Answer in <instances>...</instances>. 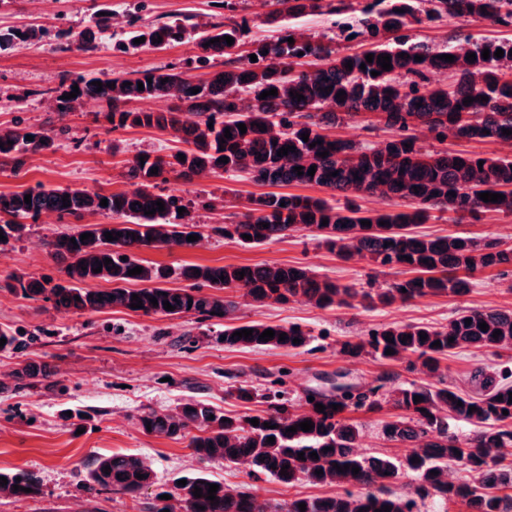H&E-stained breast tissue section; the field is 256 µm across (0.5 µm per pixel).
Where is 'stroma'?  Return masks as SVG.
<instances>
[{
    "label": "stroma",
    "instance_id": "1",
    "mask_svg": "<svg viewBox=\"0 0 512 512\" xmlns=\"http://www.w3.org/2000/svg\"><path fill=\"white\" fill-rule=\"evenodd\" d=\"M129 0H0V26H32L42 35L35 44H20L0 53V128L50 131L71 129L53 148L28 155L20 170L0 167V194H11L42 184L69 186L84 192L110 193L127 187L124 172L143 151L167 155L181 149L169 133L144 127L113 128L106 119V105L89 102L82 109L58 115L52 91L78 75L111 79L135 78L145 70L170 67L191 80H204L224 67L222 56L207 64L196 60L192 33L163 50L132 47V29L192 18L196 23L224 19L247 20L250 43L239 55H248L251 43L268 37L260 18L269 7L265 0H147L141 20L131 22ZM111 12L116 20L112 36L96 49L72 42L61 49L58 32L84 30L99 12ZM502 38L512 30L488 21L451 19L423 22L412 31L415 40L439 42L443 35ZM159 190L180 196L187 207V221L223 224L225 216L242 207L249 197L265 193V185L243 176L212 175L191 182L168 175ZM208 200L213 210L203 211ZM83 220L41 215L30 222L27 235L0 246V329L21 331L20 350L0 351V469H24L38 473L41 493L35 498L0 496V512H151L153 490L138 501L109 490L87 491L85 478L93 459L113 453H134L155 471L159 483L173 486L175 478L197 471L253 494L270 508L295 496L331 494L328 486L301 480L288 487L266 476H251L247 466L221 461L199 462L186 441L148 434L138 422L147 408L170 410L194 399L243 419L265 407L262 395L269 385L284 391L292 409L306 407V396L330 391L339 381L363 389L382 386L384 393L416 380L407 369L408 357L383 360L370 354H345L344 342L367 339L371 330L389 323H423L434 327L469 308L512 310V271L475 273L469 292L462 296H435L390 305L356 299L353 306L319 309L295 301L262 306L245 299L242 291L227 292L237 301L236 310L218 320L187 315L170 318L124 309L99 312L56 309L44 299L23 298L7 288L10 276L24 278L63 272L51 256L49 242L62 233L82 229ZM418 235H463L478 240L512 241V215L486 213L479 218L454 221L430 218L414 225ZM149 264L173 268L277 263L303 265L321 279L357 290L386 288L406 278L398 268H387L367 259L344 261L331 252L314 232L291 231L262 244L247 245L220 236L205 238L186 250L175 246L137 250ZM256 320L298 324L313 336L302 349H241L225 346V328ZM28 361L46 365L58 388L22 386L18 369ZM507 358H497L476 348L449 353L441 369L449 385L459 392L479 393L476 371L497 375ZM252 389L253 399L238 398L237 387ZM394 412L391 404L349 414L360 430L359 450L365 455L403 457L405 449L386 442L381 423Z\"/></svg>",
    "mask_w": 512,
    "mask_h": 512
}]
</instances>
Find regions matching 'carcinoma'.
<instances>
[{"label": "carcinoma", "instance_id": "carcinoma-1", "mask_svg": "<svg viewBox=\"0 0 512 512\" xmlns=\"http://www.w3.org/2000/svg\"><path fill=\"white\" fill-rule=\"evenodd\" d=\"M364 5L353 6L339 0H272L275 9L268 12L266 24H278L279 33L273 38L253 42L252 53L257 56L241 58L235 50L248 32L246 23L232 19L210 24L197 37L198 62L206 64L215 54L225 57L224 69L204 81L195 82L180 73L162 68L148 69L125 85L122 78L102 81V91L92 80L77 76L69 84L56 89L55 111L64 116L89 101L107 105L112 128L140 125L170 131L187 145L179 153L167 156L143 153L145 159H135L124 177L130 189L108 194L90 195L69 187L47 188L38 185L22 192L0 195V231L6 240L21 239L27 230L26 220L43 213L63 218H81L86 214H101L121 218L119 224H86L76 233H63L49 242L56 262L63 266L66 279L54 281L51 277L24 280L15 279L10 289L27 299L39 297L54 303L55 307L77 312H98L109 307L131 309L132 295H138L143 308L134 309L149 315L182 317L195 315L203 320L213 319L211 312L228 315L235 302L223 299L215 292L242 288L244 296L260 304H287L304 300L317 308L353 306L357 297L377 299L387 305L395 300L415 301L433 296L464 295L468 293L470 276L478 271L497 267H512V245L493 239L483 243L460 235L444 237L417 236L407 232L413 224H424L431 211L451 212L459 218L479 213L512 214V156L488 158L478 153L427 150L419 145L414 129L422 125L443 144L452 136L467 141L498 143L512 150V38H465L459 46L448 39L442 46L415 41L409 31L416 24L437 21L443 17H464L487 20L501 27L512 28V0H363ZM486 11H481V8ZM336 15V28L346 37L354 36L366 42V47L353 53H341L335 47L315 42L285 19L309 14H322L324 9ZM112 29V14L94 16L92 25L78 33V41L86 48L96 47V40ZM185 26L179 22L151 26L137 34L145 38L144 45L155 50L166 48L180 40ZM162 37V42L153 39ZM230 36L232 45L222 40ZM38 37L34 27L19 30L0 27V51H7L22 42ZM294 43H289L288 38ZM220 42L204 46L211 39ZM504 56L497 58V49ZM489 50V58L482 51ZM404 57H399V54ZM469 53L476 60H466ZM374 61L366 62V55ZM388 54L392 69L385 71L376 58ZM452 55L454 61L438 59ZM423 60H415V56ZM352 62V68L345 67ZM366 69H360V66ZM377 71L374 77L371 72ZM444 73L448 82L434 85L430 76ZM168 82L161 83V80ZM112 87H107V83ZM144 89H138V83ZM79 87V94L71 99L62 95ZM197 88L199 92L191 93ZM272 88L277 95L260 98ZM340 91L344 99L336 98ZM301 94L299 101L290 93ZM472 97L465 105L463 100ZM488 100H482V97ZM171 99L175 104L165 112L136 111L132 102L145 99ZM350 118L360 114H375L391 131L389 138L375 147L327 133L336 126L337 113ZM213 127H208V124ZM246 125L241 133L237 124ZM232 138L224 139L225 129ZM309 134L302 141L301 134ZM33 136L29 141L26 136ZM0 160L12 163L16 169L25 164V155L50 149L54 137L40 131L7 128L0 130ZM315 147H310V143ZM295 151L277 155L284 146ZM328 151L322 158L319 153ZM185 159H180L179 155ZM226 157L228 162L220 159ZM483 165H478V162ZM302 167L299 176L294 168ZM158 168V174L151 173ZM314 175H308L310 168ZM338 172L332 177L330 173ZM239 172L253 181L268 185H314L343 195L344 203L336 206L326 200L294 194L265 193L248 199L244 211L233 214L235 220L224 226H213L210 231L229 234L243 244H261L281 237L288 231L307 229L319 233L325 246L344 261L369 258L380 265L403 268L414 276L379 289L373 295L348 285L318 279L305 266L278 264L202 266L186 264L174 272L170 268L148 264L138 259L134 250L141 247L178 246L193 248L197 242L187 241L190 235L204 239L197 224H177L170 218L179 217L182 199L171 194L155 193L152 184L173 173L191 181L209 174ZM456 193L452 197L449 192ZM484 192L499 193L505 199L496 203L479 198ZM31 195V203L24 202ZM366 195H379L408 203L401 211L369 212L356 203ZM68 197L70 206H63ZM108 200V205L100 201ZM164 204L165 211L144 214ZM140 207H134V203ZM328 225H322V220ZM370 221V226L361 221ZM386 225L381 226L379 222ZM268 227H262V224ZM122 233L106 240L104 233ZM93 237L83 240L81 235ZM249 235L252 240L243 238ZM76 243H71L70 239ZM411 260H405V257ZM109 258L112 263L104 264ZM102 267L101 272L93 269ZM136 266L143 268L139 275H128ZM200 274H195V271ZM245 275L238 276L239 272ZM188 282L183 288L163 286L172 275ZM103 280L112 283L107 290H95L85 284ZM142 287L137 288L135 284ZM80 300H75V297ZM157 299L158 305L150 303ZM169 302L174 310L164 309ZM471 323H465V320ZM488 324V330L479 323ZM253 330L249 338H234L232 334L242 327L224 330V344L231 347L305 348L311 334L302 326H286L267 322L246 325ZM275 331L272 340L259 339L265 330ZM501 335L495 338L493 332ZM427 334L420 339L419 333ZM286 340H279V334ZM391 335L393 342L386 341ZM411 339L405 341L403 337ZM301 339L298 344L294 338ZM454 342H448V338ZM440 342L441 346L434 345ZM483 348L495 356L512 351V313L494 309H467L440 328L421 324H387L374 329L365 340L344 344V352L358 356L364 352L384 360H396L406 354L416 356L410 369L432 378L430 382L413 381L396 390L394 406L399 413L383 422L384 439L411 449L398 460L388 456H364L358 453L359 430L344 417L350 410L379 406L375 399L377 389L362 391L350 384H341L336 391L326 394L312 392L314 401L307 409L292 412L283 401L282 392L268 390L264 395L268 407L256 415L259 424L240 423L215 408L194 400H187L173 412L143 411L138 416L142 429L151 434L174 440H188V447L202 462L221 459L229 464L248 466L254 474H263L283 484L292 485L306 479L316 485H334L338 491L318 498L294 497L275 505L271 512H300L298 504H306L305 512H375L388 505L390 512H420L418 501L434 496L451 501L468 510L478 512H512V460H507L505 449L512 448V403L509 393L512 382L509 375L496 381H485V393L463 396L448 385L440 370L441 359L455 349ZM392 349L394 353L386 354ZM18 377L34 383H44L49 372L34 363L24 364ZM56 383H44L53 390ZM423 400L416 403L414 396ZM462 405H457V402ZM322 404L320 412L316 405ZM338 409H332V405ZM474 406L476 410L469 411ZM508 414H503V411ZM459 419L473 426L472 433L462 438L450 431L449 420ZM310 420L314 428L308 432H286L291 426ZM273 428L264 427V423ZM275 442L267 443L269 437ZM329 451H324V448ZM304 453V459L298 453ZM318 458L313 459L310 453ZM417 457L420 462H412ZM460 464L472 476L470 481L449 478L448 462ZM360 468L358 474L340 472L333 465ZM289 466L281 474L283 466ZM110 470H105V467ZM323 470L317 475L315 471ZM436 474H430V471ZM145 478H136L137 474ZM412 476V491L401 494L394 486L405 476ZM7 484L0 485V493L15 497H35L41 492L39 477L28 470H0ZM186 485H174L181 491L183 512H266L253 495L203 473L183 476ZM158 479L147 462L136 454L115 453L99 457L92 463L86 479L90 490H114L135 501L142 491L156 485ZM218 485L216 501L207 499L209 485ZM20 490H14V486ZM202 496L193 495L195 488ZM32 492L26 493L24 489Z\"/></svg>", "mask_w": 512, "mask_h": 512}]
</instances>
